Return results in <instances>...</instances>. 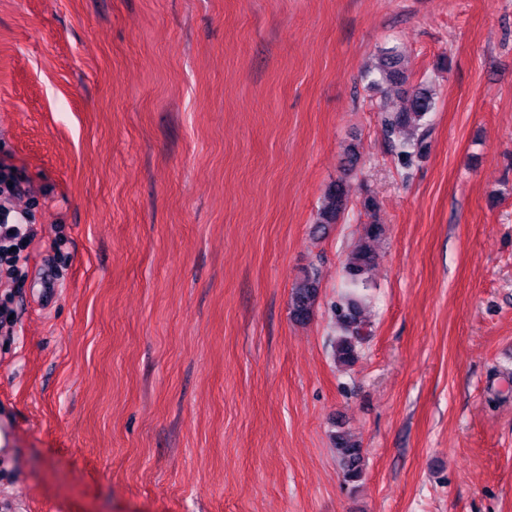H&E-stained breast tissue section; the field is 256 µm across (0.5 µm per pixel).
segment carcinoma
Segmentation results:
<instances>
[{
	"label": "carcinoma",
	"instance_id": "obj_1",
	"mask_svg": "<svg viewBox=\"0 0 512 512\" xmlns=\"http://www.w3.org/2000/svg\"><path fill=\"white\" fill-rule=\"evenodd\" d=\"M365 77L374 87L405 84L407 76L401 53L395 47L379 53L374 64L365 70ZM407 95V108L400 111L381 109L382 124L387 137L393 138L403 130L409 132L407 139L393 145L395 158L405 171L412 168L415 160L421 158L427 148L429 129L426 118L436 104L435 92L426 83L412 87ZM348 205L349 198L344 181L332 183L325 191L319 207L316 230H324L327 226L338 223ZM382 233V225L376 222L366 225L367 242L352 254L344 269L345 292L334 310L336 326L341 335L336 337L333 350L336 364L343 368L355 364L358 359V346L364 340L361 320L363 291L368 286V273L377 261V253L371 242L377 240ZM318 295V274L314 271L305 272L292 288L291 317L299 323L309 320ZM333 441L345 483L354 485L360 482L365 466L363 448L341 428L334 432Z\"/></svg>",
	"mask_w": 512,
	"mask_h": 512
}]
</instances>
